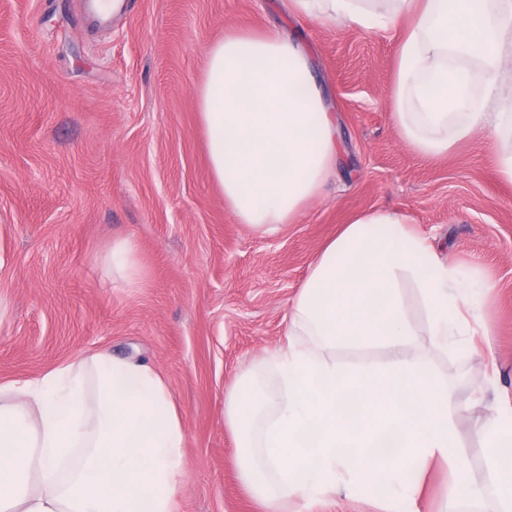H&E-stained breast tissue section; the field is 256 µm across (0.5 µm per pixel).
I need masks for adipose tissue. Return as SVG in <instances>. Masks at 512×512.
Instances as JSON below:
<instances>
[{
    "mask_svg": "<svg viewBox=\"0 0 512 512\" xmlns=\"http://www.w3.org/2000/svg\"><path fill=\"white\" fill-rule=\"evenodd\" d=\"M296 18L401 28L388 88L408 148L436 158L480 132L512 134L502 48L512 0H290ZM212 174L237 223L261 233L295 224L334 173V121L300 42L228 29L209 46L196 90ZM422 309L414 321L404 287ZM487 282L442 261L409 217L376 209L342 225L293 302L284 343L256 376L224 394L241 446L240 477L267 512L293 500L367 495L416 503L418 467L438 459L449 495L476 498L466 477L447 378L432 367L479 334ZM427 337V352L411 349ZM381 350L382 363L340 365L330 351ZM512 512V414L479 426ZM182 411L151 365L99 352L35 380L0 384V512H174L185 466Z\"/></svg>",
    "mask_w": 512,
    "mask_h": 512,
    "instance_id": "adipose-tissue-1",
    "label": "adipose tissue"
}]
</instances>
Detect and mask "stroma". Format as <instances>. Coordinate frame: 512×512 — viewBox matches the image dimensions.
<instances>
[{
	"instance_id": "35a3bbf8",
	"label": "stroma",
	"mask_w": 512,
	"mask_h": 512,
	"mask_svg": "<svg viewBox=\"0 0 512 512\" xmlns=\"http://www.w3.org/2000/svg\"><path fill=\"white\" fill-rule=\"evenodd\" d=\"M289 0H126L90 29L82 0H0V384L98 352L166 378L184 415L179 512H264L241 484L224 393L265 363L312 262L362 212L408 214L439 255L490 284L491 333L435 357L458 407L476 502H447L448 467L419 475L418 512H500L476 424L512 411V183L478 134L445 157L404 146L387 89L400 38L299 20ZM229 28L279 31L308 49L336 120V174L299 223H237L209 165L195 89ZM137 246L128 287L106 257Z\"/></svg>"
}]
</instances>
